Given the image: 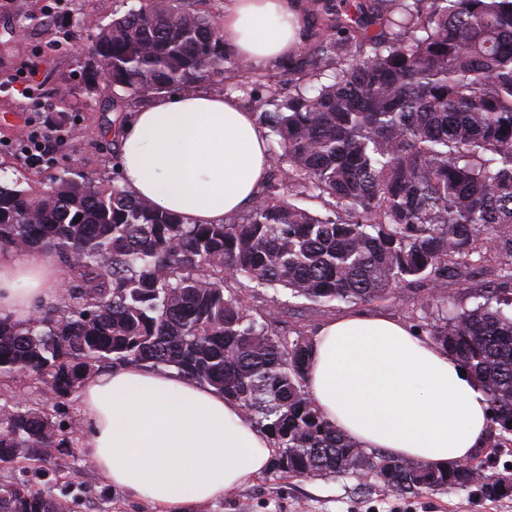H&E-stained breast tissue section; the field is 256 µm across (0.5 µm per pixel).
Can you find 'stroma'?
I'll use <instances>...</instances> for the list:
<instances>
[{
  "label": "stroma",
  "instance_id": "1",
  "mask_svg": "<svg viewBox=\"0 0 512 512\" xmlns=\"http://www.w3.org/2000/svg\"><path fill=\"white\" fill-rule=\"evenodd\" d=\"M14 26L11 10L0 8V161L6 158L9 148L18 147L29 134L25 122L28 115L53 118L54 77L63 74L69 77L85 107L77 115L81 133H69L55 151L57 165L76 172L111 176V154L99 149L96 135L84 133L85 128L93 130L100 124L102 114L98 107L108 94L101 87L86 92L82 80L92 30L63 18L59 27L64 46H54L49 35L39 30L28 32L20 45L14 46L10 43ZM28 61L38 62L40 84L33 95L24 98L11 90L10 81L22 76V66ZM439 294L451 300L463 298L458 285L451 281L435 291H395L386 299L373 302L372 307L404 322L414 315L432 319L438 314L435 297ZM250 304L257 312L273 310L277 330L301 331L310 336L340 312L339 307L315 305L283 290H265L252 298ZM81 444V436H74L70 453L61 455L57 464L42 469L23 458L2 463L0 482L24 479L56 496L70 494L75 500V512H153L149 505L130 494L112 489L94 470ZM184 512H512V496L490 501L479 493L459 490L406 499L363 485L352 473L328 479L289 478L272 468L252 484L227 492L213 503L186 507Z\"/></svg>",
  "mask_w": 512,
  "mask_h": 512
}]
</instances>
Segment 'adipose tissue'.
Masks as SVG:
<instances>
[{
	"label": "adipose tissue",
	"instance_id": "1",
	"mask_svg": "<svg viewBox=\"0 0 512 512\" xmlns=\"http://www.w3.org/2000/svg\"><path fill=\"white\" fill-rule=\"evenodd\" d=\"M306 21L298 0H224V47L272 67L298 51ZM117 161L135 198L189 224H220L251 205L270 166L254 112L208 91L170 93L132 112ZM65 278L47 255H0V312H31ZM306 390L359 447L406 461L470 459L490 426L486 396L457 358L382 314L348 311L322 326ZM81 402L93 466L154 512L213 502L267 472L274 454L237 403L173 369L97 371L83 382Z\"/></svg>",
	"mask_w": 512,
	"mask_h": 512
}]
</instances>
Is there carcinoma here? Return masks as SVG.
<instances>
[{"label": "carcinoma", "instance_id": "obj_1", "mask_svg": "<svg viewBox=\"0 0 512 512\" xmlns=\"http://www.w3.org/2000/svg\"><path fill=\"white\" fill-rule=\"evenodd\" d=\"M202 2L144 0L98 28L87 84L122 92L107 111L219 84L228 68L254 74L224 51L221 17ZM313 2L325 18L301 54L316 93L284 96L280 81L255 80L261 105L274 107L259 121L276 174L246 218L187 224L142 204L116 171L107 182L65 173L41 187L0 185V247L53 253L73 272L63 309L26 323L0 317V375L36 377L55 410L94 369L172 367L238 402L272 437L279 472L354 473L365 458L395 459L320 416L305 387L311 339L272 330L271 313L255 317L238 287L356 306L452 279L471 306L417 327L483 389L489 453L511 448L512 0ZM11 4L20 29H51L52 18ZM55 96L64 127L77 98L63 79ZM292 192L320 200L326 215L295 205ZM491 260L494 278L471 282L470 268ZM51 417L46 407H0V462L51 461L76 434ZM486 477L474 456L464 467L406 461L392 484L371 485L402 497L507 495ZM0 512H71V501L0 483Z\"/></svg>", "mask_w": 512, "mask_h": 512}]
</instances>
